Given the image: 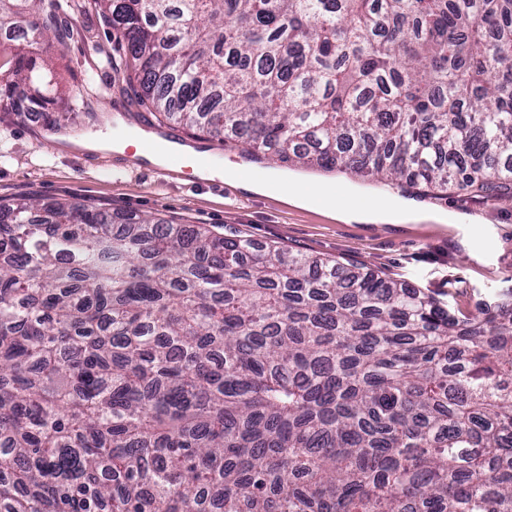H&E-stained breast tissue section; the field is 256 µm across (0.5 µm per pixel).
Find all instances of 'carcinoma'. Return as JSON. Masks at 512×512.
<instances>
[{
  "label": "carcinoma",
  "instance_id": "carcinoma-1",
  "mask_svg": "<svg viewBox=\"0 0 512 512\" xmlns=\"http://www.w3.org/2000/svg\"><path fill=\"white\" fill-rule=\"evenodd\" d=\"M199 137L512 199V0H94ZM70 0H0V112ZM0 512H512V290L435 296L205 224L0 200Z\"/></svg>",
  "mask_w": 512,
  "mask_h": 512
}]
</instances>
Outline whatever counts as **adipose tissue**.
Returning <instances> with one entry per match:
<instances>
[{
    "instance_id": "obj_1",
    "label": "adipose tissue",
    "mask_w": 512,
    "mask_h": 512,
    "mask_svg": "<svg viewBox=\"0 0 512 512\" xmlns=\"http://www.w3.org/2000/svg\"><path fill=\"white\" fill-rule=\"evenodd\" d=\"M224 177L237 182L239 187L252 193L274 197L297 207H319L324 215L340 221L393 224L402 214L411 221L430 219L442 224L451 221L447 214L414 208L400 198L390 199L380 207L360 206L351 202L340 204L330 189L303 190L290 185L274 173L258 180H244L239 177L237 170L233 169L225 171Z\"/></svg>"
}]
</instances>
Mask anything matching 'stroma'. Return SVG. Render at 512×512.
Returning a JSON list of instances; mask_svg holds the SVG:
<instances>
[{"label": "stroma", "instance_id": "obj_1", "mask_svg": "<svg viewBox=\"0 0 512 512\" xmlns=\"http://www.w3.org/2000/svg\"><path fill=\"white\" fill-rule=\"evenodd\" d=\"M72 3L67 22L75 37L47 47L44 56L67 88L84 98L83 109L73 117L78 131L93 114L106 113L113 102L129 96L124 47L92 0ZM43 121L39 113L0 120V198H66L177 224H209L228 238L274 242L293 254L327 256L427 289L460 316L512 289V200H476L451 190L417 203L458 215L456 224H347L316 209L244 192L231 182L223 192H213L190 172L165 183L140 167L116 175L105 166L85 165L76 151L45 147ZM274 168L300 183L331 186L341 196L365 192L379 202L393 194L376 181L340 172L322 174L281 162Z\"/></svg>", "mask_w": 512, "mask_h": 512}]
</instances>
